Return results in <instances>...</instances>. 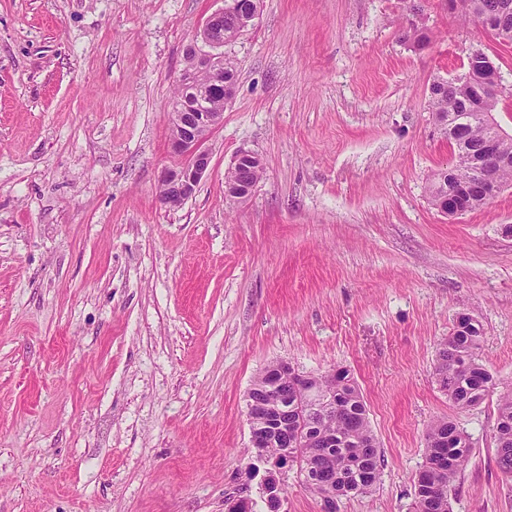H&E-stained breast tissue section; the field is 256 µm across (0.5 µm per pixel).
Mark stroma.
<instances>
[{"mask_svg": "<svg viewBox=\"0 0 512 512\" xmlns=\"http://www.w3.org/2000/svg\"><path fill=\"white\" fill-rule=\"evenodd\" d=\"M261 0L223 48L237 80L178 207L159 201L184 48L224 0H0V512H266L246 395L270 364L348 370L383 459L339 512H413L432 421L472 452L452 512H512L497 466L512 391V187L446 216L430 106L473 48L509 94L512 44L422 0ZM257 154L252 195L224 174ZM495 386L458 411L433 375L459 315ZM411 12L406 19V24L402 30V38L413 47H422L428 40V34L424 28V17L421 13V7L415 3L411 6ZM494 438L499 469L512 476V392L500 397Z\"/></svg>", "mask_w": 512, "mask_h": 512, "instance_id": "1", "label": "stroma"}]
</instances>
